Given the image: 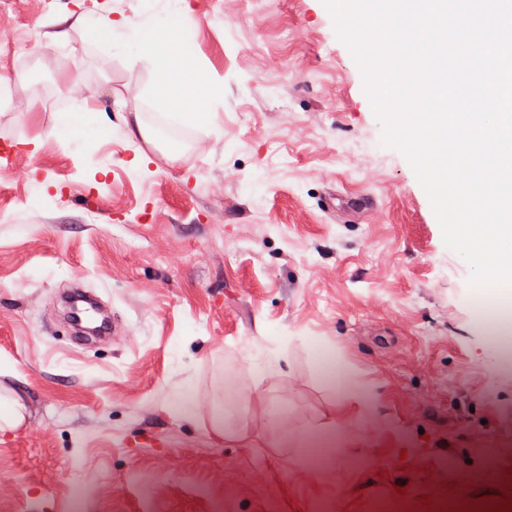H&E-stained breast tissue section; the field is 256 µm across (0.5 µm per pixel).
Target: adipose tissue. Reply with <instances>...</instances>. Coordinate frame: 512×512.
I'll use <instances>...</instances> for the list:
<instances>
[{
    "label": "adipose tissue",
    "instance_id": "adipose-tissue-1",
    "mask_svg": "<svg viewBox=\"0 0 512 512\" xmlns=\"http://www.w3.org/2000/svg\"><path fill=\"white\" fill-rule=\"evenodd\" d=\"M80 24L89 41L120 42L132 60L147 61L156 67L163 102L174 120L209 121L211 105L223 90L206 70L193 62L197 23L180 0H170L167 17L160 25L135 26L107 16H85ZM54 130L75 136L83 148L107 132L98 109L90 105L62 114Z\"/></svg>",
    "mask_w": 512,
    "mask_h": 512
}]
</instances>
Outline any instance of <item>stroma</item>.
<instances>
[{
	"instance_id": "obj_1",
	"label": "stroma",
	"mask_w": 512,
	"mask_h": 512,
	"mask_svg": "<svg viewBox=\"0 0 512 512\" xmlns=\"http://www.w3.org/2000/svg\"><path fill=\"white\" fill-rule=\"evenodd\" d=\"M183 5L223 87L198 125L78 23L156 25L166 0H0V394L27 405L0 432V512H408L427 494L439 512L512 488L500 291L472 283L381 145L323 0ZM18 38L28 55L7 53ZM87 94L110 127L89 151L50 134ZM136 112L157 143L127 137ZM76 285L119 328L105 344L69 337ZM331 352L374 411L327 388ZM335 433L342 451L310 465Z\"/></svg>"
}]
</instances>
